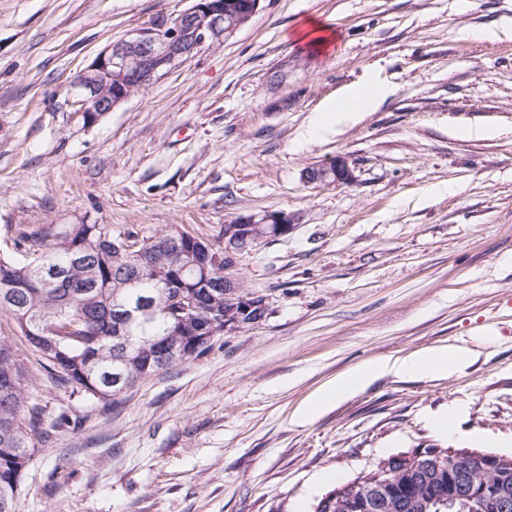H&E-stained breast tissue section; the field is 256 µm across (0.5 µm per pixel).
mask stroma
Instances as JSON below:
<instances>
[{"mask_svg": "<svg viewBox=\"0 0 512 512\" xmlns=\"http://www.w3.org/2000/svg\"><path fill=\"white\" fill-rule=\"evenodd\" d=\"M189 5L0 0V254L23 260L18 241L46 226L212 237L240 215L300 217L228 272L264 318L113 406L55 385L0 314L52 435L15 512H315L390 455L511 454L512 0H261L223 45L85 126L78 75ZM310 18L335 32L327 49L298 40ZM374 78L393 89L374 111L308 135L325 101ZM339 155L352 185L304 183ZM448 346L475 356L299 418L365 361ZM451 407L448 436L434 421Z\"/></svg>", "mask_w": 512, "mask_h": 512, "instance_id": "35a3bbf8", "label": "stroma"}]
</instances>
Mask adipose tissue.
I'll use <instances>...</instances> for the list:
<instances>
[{
    "label": "adipose tissue",
    "mask_w": 512,
    "mask_h": 512,
    "mask_svg": "<svg viewBox=\"0 0 512 512\" xmlns=\"http://www.w3.org/2000/svg\"><path fill=\"white\" fill-rule=\"evenodd\" d=\"M392 89L389 85L371 81L348 87L335 100L326 102L315 116L311 131H320L347 119L350 114L373 111ZM468 360V353L461 348L435 350L427 354L395 360L376 359L362 364L352 371L337 377L303 411V418L316 416L333 399L363 390L376 379L404 372H415L431 376H447L462 369Z\"/></svg>",
    "instance_id": "1"
}]
</instances>
